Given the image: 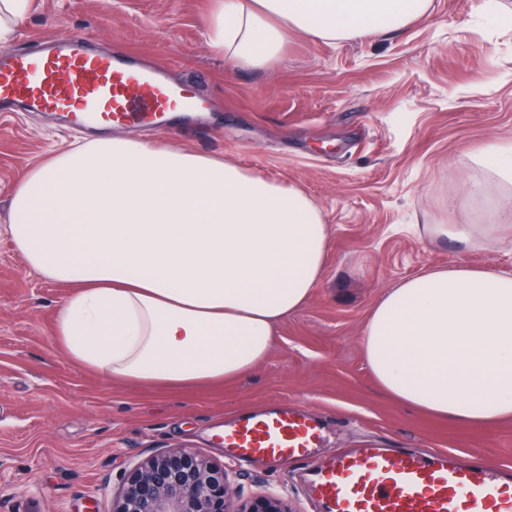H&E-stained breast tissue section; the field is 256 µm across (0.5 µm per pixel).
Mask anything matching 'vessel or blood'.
Wrapping results in <instances>:
<instances>
[{
    "label": "vessel or blood",
    "instance_id": "b4317fda",
    "mask_svg": "<svg viewBox=\"0 0 512 512\" xmlns=\"http://www.w3.org/2000/svg\"><path fill=\"white\" fill-rule=\"evenodd\" d=\"M84 32L41 36L37 48L0 56V105L49 112L76 126L136 122L145 114L192 112L163 72L121 49L98 53ZM238 461H299L320 440L314 420L288 407L240 413L220 436ZM323 512H512V475L382 448L337 453L314 474Z\"/></svg>",
    "mask_w": 512,
    "mask_h": 512
}]
</instances>
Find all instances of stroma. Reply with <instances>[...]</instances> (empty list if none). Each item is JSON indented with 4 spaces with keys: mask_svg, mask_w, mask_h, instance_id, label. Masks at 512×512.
<instances>
[{
    "mask_svg": "<svg viewBox=\"0 0 512 512\" xmlns=\"http://www.w3.org/2000/svg\"><path fill=\"white\" fill-rule=\"evenodd\" d=\"M211 0H30L0 54L48 32L84 31L169 68L204 101L164 124L112 134L176 140L295 185L333 233L320 283L278 328L248 374L190 390L106 380L68 359L54 336L69 293L31 275L0 233V512H112L132 467L151 455H201L233 472L241 500L283 497L318 512L307 473L336 449L476 453L512 469V420L469 425L402 406L375 382L363 326L385 291L437 266L512 271V246L440 242L432 224H489L493 201L467 183L493 180L473 155L512 143V27L479 0H430L422 19L387 38L329 42L302 34L268 70L238 69L207 45ZM41 112L0 114V225L14 184L52 151L95 137ZM308 410L322 447L297 463L243 464L219 439L226 419L281 404Z\"/></svg>",
    "mask_w": 512,
    "mask_h": 512,
    "instance_id": "35a3bbf8",
    "label": "stroma"
}]
</instances>
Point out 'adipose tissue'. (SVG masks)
<instances>
[{
  "label": "adipose tissue",
  "instance_id": "ef3b65f1",
  "mask_svg": "<svg viewBox=\"0 0 512 512\" xmlns=\"http://www.w3.org/2000/svg\"><path fill=\"white\" fill-rule=\"evenodd\" d=\"M430 0H213L212 52L278 63L290 39L385 37ZM433 224L478 245L512 224ZM29 272L71 286L56 314L66 356L110 380L193 387L264 362L321 280L331 226L301 188L176 141L112 136L50 153L16 184L4 228ZM396 401L463 424L512 418V275L470 265L401 280L361 336Z\"/></svg>",
  "mask_w": 512,
  "mask_h": 512
}]
</instances>
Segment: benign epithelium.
Listing matches in <instances>:
<instances>
[{
  "label": "benign epithelium",
  "instance_id": "obj_1",
  "mask_svg": "<svg viewBox=\"0 0 512 512\" xmlns=\"http://www.w3.org/2000/svg\"><path fill=\"white\" fill-rule=\"evenodd\" d=\"M113 512H288L269 495L236 509L226 468L184 452H163L135 464Z\"/></svg>",
  "mask_w": 512,
  "mask_h": 512
}]
</instances>
